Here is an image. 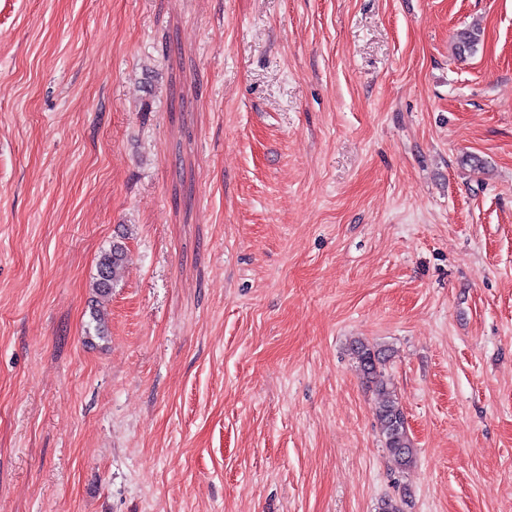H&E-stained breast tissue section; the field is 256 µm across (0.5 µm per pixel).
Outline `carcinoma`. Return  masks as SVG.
Returning a JSON list of instances; mask_svg holds the SVG:
<instances>
[{
  "label": "carcinoma",
  "mask_w": 512,
  "mask_h": 512,
  "mask_svg": "<svg viewBox=\"0 0 512 512\" xmlns=\"http://www.w3.org/2000/svg\"><path fill=\"white\" fill-rule=\"evenodd\" d=\"M481 41V30L467 27L459 30L455 36L457 55L465 57L476 52ZM127 261V252L123 244L114 242L103 250L97 263V273L92 288L100 297L112 293L113 286L119 281ZM87 329L102 339L108 333L104 313L93 307ZM358 368L363 378L374 388L378 396L376 411L377 425L384 448L402 469L410 468L416 461V448L408 433L404 412L390 389V379L385 372L388 355L382 349H376L365 342H358L353 348Z\"/></svg>",
  "instance_id": "cac0c4a2"
}]
</instances>
